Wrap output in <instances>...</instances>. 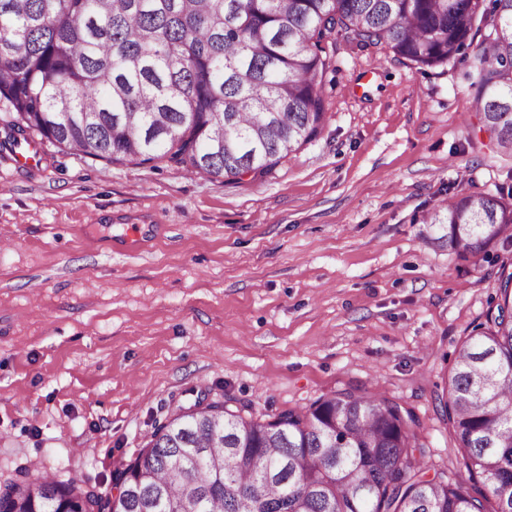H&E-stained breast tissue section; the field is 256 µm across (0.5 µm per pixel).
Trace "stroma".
Segmentation results:
<instances>
[{
  "label": "stroma",
  "mask_w": 512,
  "mask_h": 512,
  "mask_svg": "<svg viewBox=\"0 0 512 512\" xmlns=\"http://www.w3.org/2000/svg\"><path fill=\"white\" fill-rule=\"evenodd\" d=\"M329 57L320 136L261 178L0 149V483H110L198 394L268 420L343 391L412 410L431 473L465 478L438 397L512 241L464 260L433 217L511 189L512 155L466 59Z\"/></svg>",
  "instance_id": "stroma-1"
}]
</instances>
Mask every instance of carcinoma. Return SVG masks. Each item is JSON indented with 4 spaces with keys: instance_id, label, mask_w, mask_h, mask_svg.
Wrapping results in <instances>:
<instances>
[{
    "instance_id": "1",
    "label": "carcinoma",
    "mask_w": 512,
    "mask_h": 512,
    "mask_svg": "<svg viewBox=\"0 0 512 512\" xmlns=\"http://www.w3.org/2000/svg\"><path fill=\"white\" fill-rule=\"evenodd\" d=\"M478 19L474 107L511 155L512 0H0L5 133L111 162L263 176L321 134L329 41L435 67L464 52ZM446 224L438 241L474 257L512 238V202L472 192ZM496 298L439 398L465 480L427 476L414 414L386 397L340 392L254 420L198 396L113 475L115 512H512V271ZM109 495L33 467L0 484V512H93Z\"/></svg>"
}]
</instances>
